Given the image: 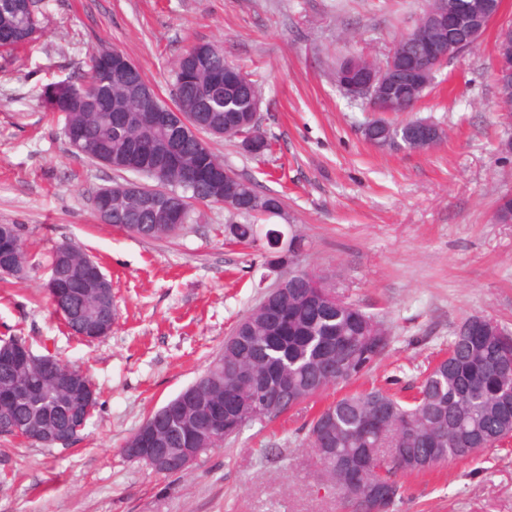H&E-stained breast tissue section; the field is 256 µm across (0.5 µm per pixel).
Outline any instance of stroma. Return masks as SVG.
Returning a JSON list of instances; mask_svg holds the SVG:
<instances>
[{"label": "stroma", "mask_w": 512, "mask_h": 512, "mask_svg": "<svg viewBox=\"0 0 512 512\" xmlns=\"http://www.w3.org/2000/svg\"><path fill=\"white\" fill-rule=\"evenodd\" d=\"M426 0H39L40 37L0 54V224H18L30 254L24 278L0 277V337L84 369L97 404L76 445L51 448L0 436V512H338L337 494L303 445L313 408L253 424L164 477L123 455L147 416L204 374L275 273L267 247L230 243L233 217L196 206L176 235L139 238L100 223L93 198L124 176L75 154L64 119L45 112L48 83L78 78L91 55L123 52L162 98L173 61L211 43L255 80L256 157L239 139L213 138L225 168L279 194L267 228L304 238L303 265L386 325L390 351L362 378L408 397L468 316L512 330V224L494 221L512 195V119L497 106L495 26L443 66L413 112L447 139L426 152L375 147L371 113L337 88L339 55L384 59ZM69 242L112 281L108 335L70 333L45 288L48 260ZM394 512H512V440L477 458L405 477Z\"/></svg>", "instance_id": "obj_1"}]
</instances>
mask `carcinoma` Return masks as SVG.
Wrapping results in <instances>:
<instances>
[{
	"label": "carcinoma",
	"mask_w": 512,
	"mask_h": 512,
	"mask_svg": "<svg viewBox=\"0 0 512 512\" xmlns=\"http://www.w3.org/2000/svg\"><path fill=\"white\" fill-rule=\"evenodd\" d=\"M460 2L442 0L437 6L428 0L419 24L430 26L434 7L453 13ZM39 31L35 0H0V52L29 46ZM395 47V65L405 67L420 50L406 35ZM380 67L376 60L347 55L336 62V85L362 83ZM174 75L173 104L180 111L199 114L203 130L245 142L252 130L250 100L259 90L226 62L224 53L211 44H195L177 57ZM434 79L432 72L422 71L396 89L395 111L415 105ZM144 85L137 68L127 76L114 66L91 63L80 79L48 84L41 102L45 111L64 115L68 143L92 148L91 161L134 172L151 159L178 195L190 175L202 172L205 177L195 181L201 197L222 198L241 189L258 201L260 211L280 210L279 195L224 180V164L196 140L147 127L134 98L135 88ZM371 136L378 141L396 137L411 151L409 140L417 131L388 121L373 128ZM190 221L191 213L185 212L178 223L156 224L135 194L112 198V226L134 236H171ZM226 231L245 246L262 235L250 222L231 224ZM27 264L21 226L0 224V271L23 274ZM50 266L60 274L59 293L50 298L55 311L80 310L86 321L102 311L112 313V289L99 286L96 268L85 264L79 249L68 242L57 245ZM333 294L321 276L290 267L284 291L241 319L197 389L179 394L172 411L162 407L150 415L146 425L156 428L162 447L222 448L232 424L252 425L257 412L266 421L284 416L330 386L354 383L384 358L390 341L374 335L377 318ZM29 352L19 338L0 345V435L36 437L40 445L53 447L55 433L66 427L76 443L78 427L96 405L95 390L76 368L62 361L40 367ZM75 373L79 377L67 382ZM511 433L512 334L503 335L490 324L465 338L453 334L447 358L423 373L410 400L378 386L346 393L314 414L306 441L315 464L346 480L338 491L342 512H359L362 482L372 485L383 512H392L404 496L401 476L476 456Z\"/></svg>",
	"instance_id": "obj_1"
}]
</instances>
